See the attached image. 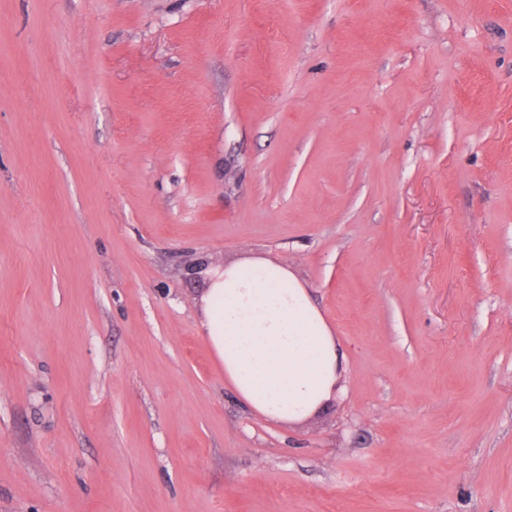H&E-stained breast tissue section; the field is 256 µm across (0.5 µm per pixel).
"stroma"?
Wrapping results in <instances>:
<instances>
[{
    "mask_svg": "<svg viewBox=\"0 0 512 512\" xmlns=\"http://www.w3.org/2000/svg\"><path fill=\"white\" fill-rule=\"evenodd\" d=\"M256 260L299 421L204 338ZM0 512H512V0H0ZM208 275L203 325L226 380L269 420L307 417L333 391L336 347L305 289L260 261Z\"/></svg>",
    "mask_w": 512,
    "mask_h": 512,
    "instance_id": "obj_1",
    "label": "stroma"
}]
</instances>
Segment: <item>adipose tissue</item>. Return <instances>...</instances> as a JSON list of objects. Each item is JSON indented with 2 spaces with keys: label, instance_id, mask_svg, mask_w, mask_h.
<instances>
[{
  "label": "adipose tissue",
  "instance_id": "1",
  "mask_svg": "<svg viewBox=\"0 0 512 512\" xmlns=\"http://www.w3.org/2000/svg\"><path fill=\"white\" fill-rule=\"evenodd\" d=\"M209 279L203 325L226 380L269 420L307 417L333 391L336 347L304 288L287 269L260 261Z\"/></svg>",
  "mask_w": 512,
  "mask_h": 512
}]
</instances>
